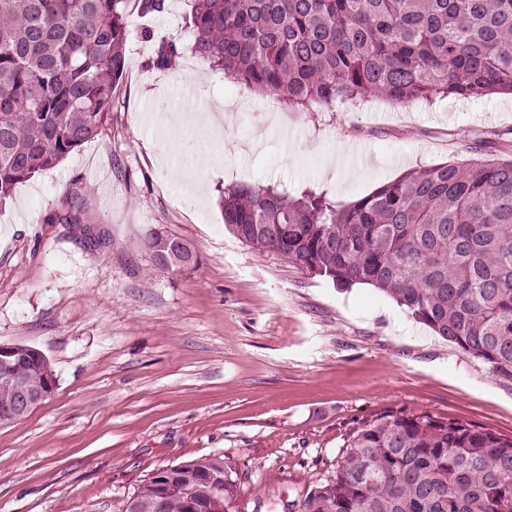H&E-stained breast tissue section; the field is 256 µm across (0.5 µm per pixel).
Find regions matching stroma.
Listing matches in <instances>:
<instances>
[{"mask_svg": "<svg viewBox=\"0 0 512 512\" xmlns=\"http://www.w3.org/2000/svg\"><path fill=\"white\" fill-rule=\"evenodd\" d=\"M189 10L131 15L110 124L0 203V343L40 349L56 378L0 427V512H124L158 469L213 454L237 461L243 500L288 512L364 420L428 413L512 436V380L380 290L242 244L218 205L232 182L347 203L481 138L512 154V97L297 112L188 52L154 69ZM218 111L223 133L205 141L178 118ZM77 186L105 246L42 221ZM153 227L190 242L197 267L150 270L136 241ZM180 53V43L175 40H163L157 48L154 66L159 70L171 69Z\"/></svg>", "mask_w": 512, "mask_h": 512, "instance_id": "obj_1", "label": "stroma"}]
</instances>
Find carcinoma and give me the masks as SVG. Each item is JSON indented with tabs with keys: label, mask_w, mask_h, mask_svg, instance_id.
<instances>
[{
	"label": "carcinoma",
	"mask_w": 512,
	"mask_h": 512,
	"mask_svg": "<svg viewBox=\"0 0 512 512\" xmlns=\"http://www.w3.org/2000/svg\"><path fill=\"white\" fill-rule=\"evenodd\" d=\"M165 0H0V199L97 138L127 71L129 6ZM191 55L289 107L311 112L379 98L394 105L512 92V0H193ZM181 53L160 42L154 66ZM414 169L348 204L324 193L231 183L220 195L238 240L339 288L373 286L409 318L512 380V158ZM75 187L45 224L85 223ZM0 376V413L14 385L54 377L38 348L17 344ZM334 475L290 512H512V438L430 414L383 415L344 441ZM224 499L240 496L237 462ZM156 512L150 479L134 491Z\"/></svg>",
	"instance_id": "1"
}]
</instances>
